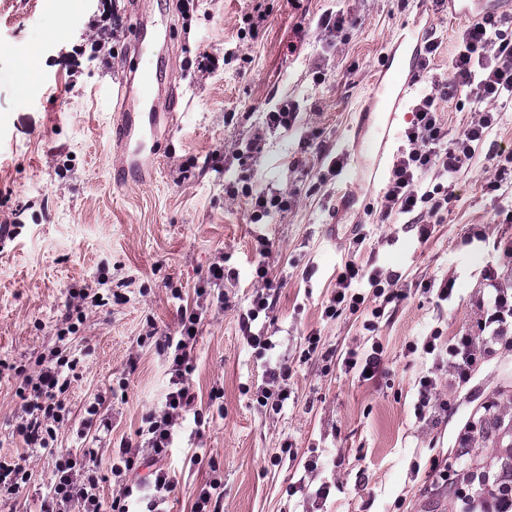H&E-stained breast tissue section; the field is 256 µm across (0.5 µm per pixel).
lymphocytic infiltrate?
<instances>
[{
  "label": "lymphocytic infiltrate",
  "mask_w": 512,
  "mask_h": 512,
  "mask_svg": "<svg viewBox=\"0 0 512 512\" xmlns=\"http://www.w3.org/2000/svg\"><path fill=\"white\" fill-rule=\"evenodd\" d=\"M501 17L487 16L461 28L456 34L457 50L450 60V77L422 94L412 108L413 121L405 132L406 147L393 163L392 175L383 196L384 212L411 216L421 236H429L424 223L426 212H438L448 203V181L468 169L477 147L498 123L500 112L512 106V39L501 35ZM468 88L478 118L457 138H449L442 119L440 101L453 97L457 88ZM269 247H261L256 266L260 288L244 315L245 321L271 313L276 295L275 279L268 261ZM367 281L369 293L355 291L354 283ZM194 308L178 310L177 335L163 334L160 348L171 360L169 386L161 408L148 412L138 430L139 443L121 442L117 463L111 471L122 478L141 467V451L152 459L164 457L173 442V435L186 414L193 410L195 395L188 375L192 370L193 352L197 342L196 328L208 306L207 289L195 291ZM374 297L373 318H381L388 304L404 300L392 277L379 270H366L355 260H347L336 278V291L324 308L328 318L343 312L358 313L367 297ZM95 288L85 286L69 289L66 312L56 328L58 346L40 354L34 370L26 366H9L0 361L1 369H13L21 377L25 404L14 427L16 436L30 448L53 450L56 430L70 419L67 392L68 378L78 358L72 349L87 307L96 305ZM479 312L476 333H465L450 340L440 335L425 337L421 345H410V352L432 357L436 366L447 368L448 385L456 388L466 383L472 371L484 360L496 355L501 345L512 343V289L503 284L496 270H488L484 288L476 301ZM94 449L80 453L60 454L42 512H131L132 505L145 503L146 512H163L162 506L175 486V478L164 469L154 472V493L144 496L141 484L126 483L113 496L110 505H103L98 493L101 474L91 468Z\"/></svg>",
  "instance_id": "lymphocytic-infiltrate-1"
}]
</instances>
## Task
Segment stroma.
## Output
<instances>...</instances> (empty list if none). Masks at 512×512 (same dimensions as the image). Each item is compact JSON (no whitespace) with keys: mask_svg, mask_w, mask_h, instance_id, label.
<instances>
[{"mask_svg":"<svg viewBox=\"0 0 512 512\" xmlns=\"http://www.w3.org/2000/svg\"><path fill=\"white\" fill-rule=\"evenodd\" d=\"M106 8L122 34L102 60L92 54L88 22ZM331 10L346 19L342 37L316 26ZM144 17L138 63L176 98L178 123L157 127L159 163L141 181L121 169L112 88ZM463 25L435 0H78L68 17L42 0H0V225L18 227L0 242V358L33 366L55 344L67 289L101 283L109 306L87 312L80 341L91 353L70 372L68 398L76 414L98 394L109 404L112 439L95 445L103 502L119 490L110 475L114 442L134 437L168 387V357L149 331L174 332L175 291L191 295L220 261L238 277L225 281L224 306L209 310L197 339V412L177 429L166 461L178 480L167 512H190L192 492L212 472L224 483L223 512H459L460 499L431 479L430 466L458 468L463 427L485 402L512 423V346L454 389L447 369L433 370L408 346L435 330L447 340L474 330L487 269L512 285V221L503 214L512 178L488 187L491 152L512 149V109L452 183L429 238L405 215H382L381 198L412 107L432 81L447 78ZM406 26L416 43L432 31L442 41L427 72L414 46L399 41ZM20 46L32 57L19 56ZM206 53L215 69H199ZM380 84L403 100L373 99ZM285 101L298 110L295 124L266 130L265 112ZM388 116L395 135L372 181L368 130ZM256 138L259 149L240 169L237 153ZM244 172L252 189L293 195L292 206L251 223L246 197L224 192ZM264 242L279 300L270 325L276 347L261 353L247 344L241 317ZM350 258L397 272L408 294L372 331L350 313L323 314L337 268ZM434 279L453 282L450 300L423 290ZM312 333L323 344L310 354L304 338ZM375 341L384 348L379 376L345 371L342 357L366 354ZM283 363L289 399L277 410L259 405L258 391ZM433 372L452 409L420 420L419 380ZM18 386L13 372L0 373V459L25 458L32 480L0 512H40L55 458L14 435ZM301 478L305 488L289 493ZM322 485L328 497H316Z\"/></svg>","mask_w":512,"mask_h":512,"instance_id":"1","label":"stroma"}]
</instances>
